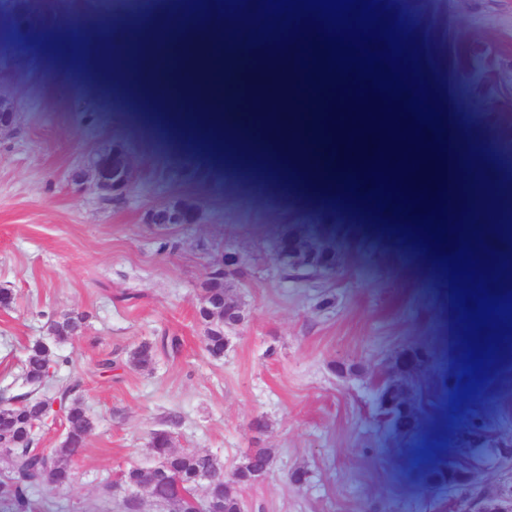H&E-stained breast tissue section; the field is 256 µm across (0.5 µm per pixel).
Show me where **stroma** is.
<instances>
[{"instance_id":"obj_1","label":"stroma","mask_w":512,"mask_h":512,"mask_svg":"<svg viewBox=\"0 0 512 512\" xmlns=\"http://www.w3.org/2000/svg\"><path fill=\"white\" fill-rule=\"evenodd\" d=\"M412 18L415 65L449 109L451 138L495 152L512 149V0H383ZM139 0H0V88L18 119L0 133V408L28 393L26 347L47 337L51 319L86 315L79 338L60 346L69 363L40 387L54 397L76 380L94 429L66 489L43 487L34 512H97L105 485L131 466H149L153 432L175 449L215 456L232 472L252 448L272 468L244 490V512H446L449 491L421 486L418 467L471 455V423L512 408V347L468 373L480 334L460 336L450 270L407 233L336 196L302 187L292 173L250 171L216 159L184 114L132 119L114 97L76 74L98 41L130 38ZM83 20L67 56L25 50L42 20ZM466 121H459V114ZM122 144L137 179L116 196L78 183L90 157ZM186 199L194 224L164 227L151 210ZM288 234L326 241L335 270L285 275L275 259ZM232 250L242 262L235 293L245 321L231 328L223 356H211L196 319L212 263ZM176 336L178 351L160 349ZM155 363L130 366L141 343ZM429 348V370L412 397L420 428L398 437L378 416L374 391L406 345ZM266 423L263 433L252 427Z\"/></svg>"}]
</instances>
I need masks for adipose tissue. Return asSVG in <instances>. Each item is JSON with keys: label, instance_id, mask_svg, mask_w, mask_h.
I'll use <instances>...</instances> for the list:
<instances>
[{"label": "adipose tissue", "instance_id": "1", "mask_svg": "<svg viewBox=\"0 0 512 512\" xmlns=\"http://www.w3.org/2000/svg\"><path fill=\"white\" fill-rule=\"evenodd\" d=\"M224 26L223 17L213 15L203 17L198 25L190 27L185 38V54L180 72L166 68L155 70L151 83L153 96L168 102L178 99L194 104L207 96L215 70H223L224 94L211 111L204 113L205 123L222 124L225 112H235L238 138L251 151L272 153V142L255 135L253 113L245 104L246 98L250 96H271L276 104V116L282 121L281 136L288 139L292 134H299L301 140L312 144L313 157L321 159V171H328L329 166L323 161L329 144L322 125L326 101L323 97L313 96L307 118L299 129L285 125L283 119L293 110L296 99L293 65H280L270 71L262 65L252 66L249 56L245 54V45L239 42L220 61H213L212 49L224 43Z\"/></svg>", "mask_w": 512, "mask_h": 512}]
</instances>
